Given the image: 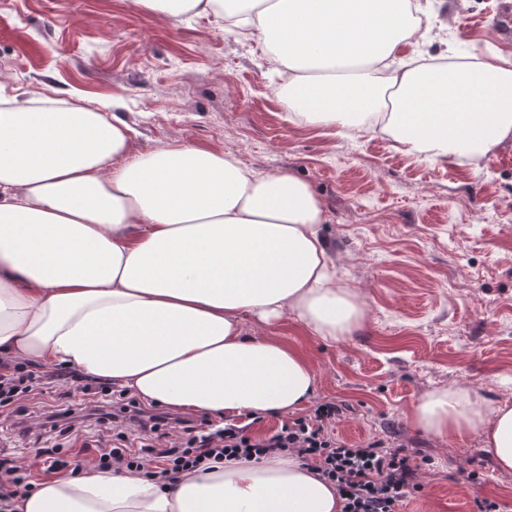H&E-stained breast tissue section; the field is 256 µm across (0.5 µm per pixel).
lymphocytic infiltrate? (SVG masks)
I'll list each match as a JSON object with an SVG mask.
<instances>
[{
	"instance_id": "1",
	"label": "lymphocytic infiltrate",
	"mask_w": 512,
	"mask_h": 512,
	"mask_svg": "<svg viewBox=\"0 0 512 512\" xmlns=\"http://www.w3.org/2000/svg\"><path fill=\"white\" fill-rule=\"evenodd\" d=\"M90 389L78 373L48 372L36 364L0 359V408L8 412L7 432L28 436L33 417L40 418L47 431L43 446L29 449L27 456L0 453V478L5 479L10 496L23 495L32 487L26 457L40 460L45 472L52 474L75 469V456L61 451L66 444L77 445L78 454L98 468L145 471L169 483L210 460L289 453L335 485L343 503L341 512H398L420 487V466L407 449L379 441L353 446L336 436L332 426L340 410L332 402L317 405L310 414L263 437L232 424L199 427L177 415H149L126 404L115 414L112 389L104 386L93 411L102 422L122 418L124 429L113 434L110 444L94 445L86 442L89 428L82 425L71 403L75 393Z\"/></svg>"
}]
</instances>
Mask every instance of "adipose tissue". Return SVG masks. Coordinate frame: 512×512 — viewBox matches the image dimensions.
<instances>
[{
	"instance_id": "1",
	"label": "adipose tissue",
	"mask_w": 512,
	"mask_h": 512,
	"mask_svg": "<svg viewBox=\"0 0 512 512\" xmlns=\"http://www.w3.org/2000/svg\"><path fill=\"white\" fill-rule=\"evenodd\" d=\"M257 34L287 70L283 104L311 123L381 122L407 154L487 155L512 138V59L406 69L421 0H177ZM116 116L0 94V356L64 364L157 405L217 415L301 410L305 355L244 319L291 316L336 342L363 308L336 276L324 208L292 173L183 145L130 156ZM444 439L479 433L512 471V405L451 385L409 414ZM333 484L287 455L230 458L174 485L83 464L13 512H340Z\"/></svg>"
}]
</instances>
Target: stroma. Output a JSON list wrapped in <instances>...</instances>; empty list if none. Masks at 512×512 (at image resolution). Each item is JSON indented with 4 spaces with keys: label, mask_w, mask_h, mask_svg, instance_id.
<instances>
[{
    "label": "stroma",
    "mask_w": 512,
    "mask_h": 512,
    "mask_svg": "<svg viewBox=\"0 0 512 512\" xmlns=\"http://www.w3.org/2000/svg\"><path fill=\"white\" fill-rule=\"evenodd\" d=\"M430 31L408 56L512 57V0H429ZM261 43L213 14L167 16L141 0H0V92L52 93L113 114L135 153L193 145L258 171H289L325 209L342 283L362 295L359 330L328 344L289 316L268 334L302 351L313 403L342 409L345 442L379 440L422 460L400 512H512V472L479 434L410 425L425 394L457 384L512 403V140L480 161L414 157L381 131L290 116Z\"/></svg>",
    "instance_id": "1"
}]
</instances>
